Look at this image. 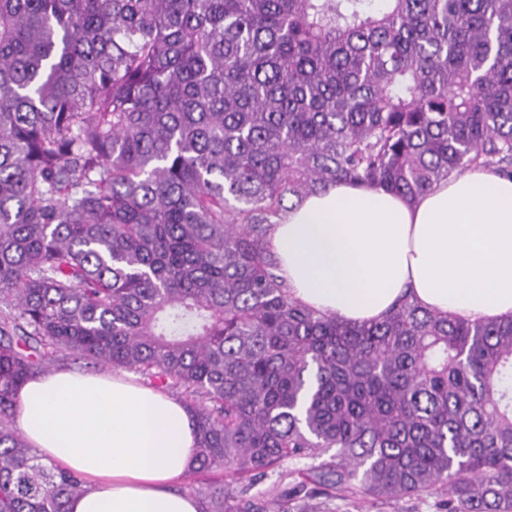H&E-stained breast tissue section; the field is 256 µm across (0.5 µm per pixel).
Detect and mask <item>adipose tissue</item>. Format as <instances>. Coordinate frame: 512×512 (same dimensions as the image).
Wrapping results in <instances>:
<instances>
[{"mask_svg": "<svg viewBox=\"0 0 512 512\" xmlns=\"http://www.w3.org/2000/svg\"><path fill=\"white\" fill-rule=\"evenodd\" d=\"M288 293L363 325L405 294L442 315L512 316V178L477 170L407 204L339 183L289 207L268 235ZM19 426L44 460L78 472L69 512H200L176 492L198 433L186 404L123 371L44 372L18 392Z\"/></svg>", "mask_w": 512, "mask_h": 512, "instance_id": "obj_1", "label": "adipose tissue"}]
</instances>
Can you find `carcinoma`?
Instances as JSON below:
<instances>
[{"label": "carcinoma", "instance_id": "carcinoma-1", "mask_svg": "<svg viewBox=\"0 0 512 512\" xmlns=\"http://www.w3.org/2000/svg\"><path fill=\"white\" fill-rule=\"evenodd\" d=\"M479 168L512 175V0H0V512L85 491L13 425L58 353L181 395L203 512H512V317L351 325L267 245L338 182ZM438 512L439 503L435 497H424L412 502H401L399 505L383 504L380 501L362 504V511L358 512Z\"/></svg>", "mask_w": 512, "mask_h": 512}]
</instances>
